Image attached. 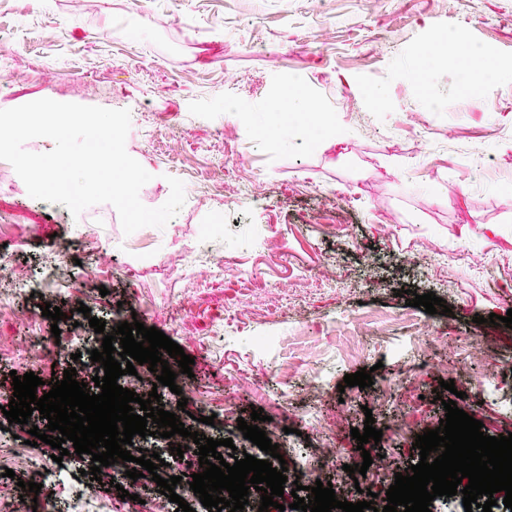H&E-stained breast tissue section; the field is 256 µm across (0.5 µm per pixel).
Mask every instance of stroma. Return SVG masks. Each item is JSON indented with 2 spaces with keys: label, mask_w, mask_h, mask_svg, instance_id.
<instances>
[{
  "label": "stroma",
  "mask_w": 512,
  "mask_h": 512,
  "mask_svg": "<svg viewBox=\"0 0 512 512\" xmlns=\"http://www.w3.org/2000/svg\"><path fill=\"white\" fill-rule=\"evenodd\" d=\"M436 35L450 42L432 61L418 49ZM464 41L497 67L476 86L458 64ZM0 45V110L131 107L126 149L152 175L146 206L168 199L171 176L189 194L223 187L127 235L111 205L76 218L0 168V264L35 279L52 252L104 254L80 288L92 316L137 317L194 360L162 400L205 408L214 433L260 460L237 419L263 408L262 429L290 427V458L309 459L317 380L336 433L327 482L362 463L351 431L369 415L383 436L365 450L395 473L415 463L417 434L445 416L444 380L484 434L512 432V367L484 379L512 358V329L474 321L512 308V0H0ZM376 94L389 108L374 115ZM308 95L331 121L317 138L288 120ZM271 124L278 139H258ZM428 292L449 314L410 306ZM51 324L0 307V393L28 372L49 392L63 365L21 350ZM430 332L451 343L443 365L408 372ZM364 368L371 387H344ZM27 438L0 413L2 499L52 452L14 454Z\"/></svg>",
  "instance_id": "35a3bbf8"
}]
</instances>
